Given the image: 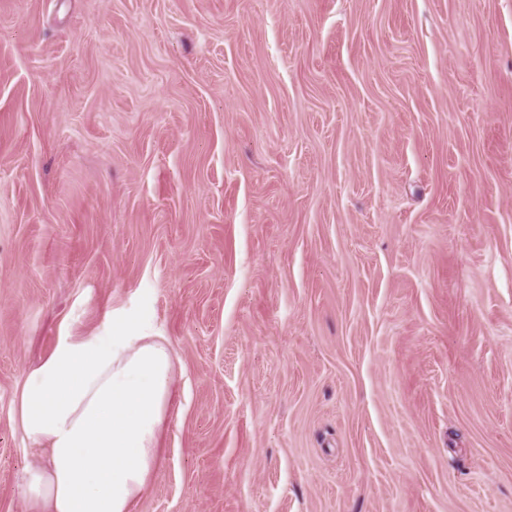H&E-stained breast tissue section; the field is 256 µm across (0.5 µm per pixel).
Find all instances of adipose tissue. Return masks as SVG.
Returning <instances> with one entry per match:
<instances>
[{"mask_svg":"<svg viewBox=\"0 0 512 512\" xmlns=\"http://www.w3.org/2000/svg\"><path fill=\"white\" fill-rule=\"evenodd\" d=\"M173 385L169 344L123 313L59 337L18 396L22 430L48 451L23 485L37 512H130L155 475Z\"/></svg>","mask_w":512,"mask_h":512,"instance_id":"ef3b65f1","label":"adipose tissue"}]
</instances>
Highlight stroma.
Instances as JSON below:
<instances>
[{
	"mask_svg": "<svg viewBox=\"0 0 512 512\" xmlns=\"http://www.w3.org/2000/svg\"><path fill=\"white\" fill-rule=\"evenodd\" d=\"M111 310L175 369L131 512H512V0H0V512Z\"/></svg>",
	"mask_w": 512,
	"mask_h": 512,
	"instance_id": "1",
	"label": "stroma"
}]
</instances>
